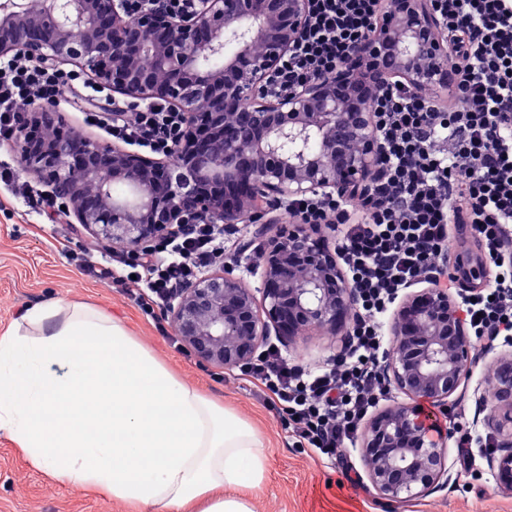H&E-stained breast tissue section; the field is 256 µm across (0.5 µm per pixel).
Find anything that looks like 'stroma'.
<instances>
[{
	"instance_id": "stroma-1",
	"label": "stroma",
	"mask_w": 512,
	"mask_h": 512,
	"mask_svg": "<svg viewBox=\"0 0 512 512\" xmlns=\"http://www.w3.org/2000/svg\"><path fill=\"white\" fill-rule=\"evenodd\" d=\"M277 233L267 225L263 233L254 226L237 225L224 236V260L251 287L259 277L249 275L253 247H267ZM96 243L97 238L74 216L62 225L44 220L34 209L15 202L0 191V333L19 313L32 305L58 299L81 302L121 321L148 344L179 377L206 395L251 419L269 441L267 478L261 489L250 491L256 512H512V495L503 493L487 466L479 460L475 475L464 474L457 448L449 450L450 480L446 488L419 500L387 510L376 497L361 459L359 443L326 458L297 448L287 426L271 403L259 395L258 384L227 369L199 361L186 346H173L169 317L147 318L120 289L83 275L80 249L62 252V238ZM475 362L450 406L464 414L480 435H494L489 424V404L479 402L476 388L485 383L488 370L506 347L486 339L474 343ZM290 361L306 370L326 368L339 350L333 337L315 332L282 346ZM0 512H134L132 506L94 489L72 487L33 466L23 452L0 436Z\"/></svg>"
}]
</instances>
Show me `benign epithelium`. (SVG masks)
Returning <instances> with one entry per match:
<instances>
[{
    "instance_id": "1",
    "label": "benign epithelium",
    "mask_w": 512,
    "mask_h": 512,
    "mask_svg": "<svg viewBox=\"0 0 512 512\" xmlns=\"http://www.w3.org/2000/svg\"><path fill=\"white\" fill-rule=\"evenodd\" d=\"M307 0H198L172 16H135L126 0H0V57L79 64L125 98L163 99L183 112L177 162L97 142L61 125L47 107L26 112L17 150L74 203L77 223L131 251L205 215L230 228L261 224L292 198L350 199L382 173V146L366 101L396 79L423 91L451 87L448 49L427 0H393L374 31L327 79L286 97L266 79L301 35ZM235 50L216 69L200 58ZM127 195L116 198L112 186ZM174 331L201 361L237 367L274 335L292 343L318 331L339 336L357 297L336 248L308 225L284 224L265 252L261 287L231 266L203 274L170 303ZM389 377L407 401L368 422L361 457L378 499L408 502L448 485L447 436L417 401L439 406L459 389L472 340L457 301L430 286L407 296L391 323ZM479 400L489 402L505 450L487 460L512 493V351L495 360Z\"/></svg>"
}]
</instances>
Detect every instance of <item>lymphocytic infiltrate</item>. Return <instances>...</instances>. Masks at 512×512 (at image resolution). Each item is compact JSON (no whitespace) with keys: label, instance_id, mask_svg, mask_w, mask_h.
<instances>
[{"label":"lymphocytic infiltrate","instance_id":"f902f5d3","mask_svg":"<svg viewBox=\"0 0 512 512\" xmlns=\"http://www.w3.org/2000/svg\"><path fill=\"white\" fill-rule=\"evenodd\" d=\"M448 46L453 95L391 82L370 102L383 146L385 173L368 196L350 201L320 195L289 200V218L334 226L336 253L356 291L350 350L330 368L303 370L281 351L263 348L241 372L256 380L299 447L328 458L351 443L390 391L384 372L382 316L416 284L437 288L457 275L451 227L466 224L495 279L459 293L473 336L512 343V0H428ZM307 27L268 80L285 96L330 76L372 31L390 0H307ZM80 95L84 120L108 140L172 160L185 116L163 100L113 99L82 71L23 57L0 58V140L18 139L21 115ZM0 184L51 224L65 217L66 198L36 188L0 160ZM88 274L122 286L146 315L165 309L179 290L224 260V227L192 217L175 236L146 252L98 258L87 250Z\"/></svg>","mask_w":512,"mask_h":512}]
</instances>
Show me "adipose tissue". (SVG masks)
<instances>
[{
	"label": "adipose tissue",
	"mask_w": 512,
	"mask_h": 512,
	"mask_svg": "<svg viewBox=\"0 0 512 512\" xmlns=\"http://www.w3.org/2000/svg\"><path fill=\"white\" fill-rule=\"evenodd\" d=\"M0 434L62 482L140 512H256L265 436L83 303L29 307L0 333Z\"/></svg>",
	"instance_id": "obj_1"
}]
</instances>
